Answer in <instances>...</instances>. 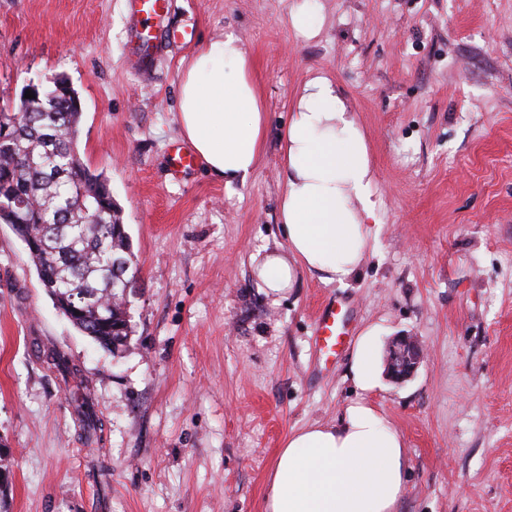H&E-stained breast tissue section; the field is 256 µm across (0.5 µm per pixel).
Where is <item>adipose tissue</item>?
Masks as SVG:
<instances>
[{
  "label": "adipose tissue",
  "mask_w": 512,
  "mask_h": 512,
  "mask_svg": "<svg viewBox=\"0 0 512 512\" xmlns=\"http://www.w3.org/2000/svg\"><path fill=\"white\" fill-rule=\"evenodd\" d=\"M178 122L183 138L225 186L244 184L263 153L266 114L252 61L233 33L184 61ZM282 243L253 257L252 276L272 301L301 275L348 285L367 259L375 217L365 135L340 88L316 72L304 82L282 140ZM349 372L378 385L373 330L357 337ZM408 450L394 423L365 402L332 424L292 431L271 466L263 512H398Z\"/></svg>",
  "instance_id": "obj_1"
}]
</instances>
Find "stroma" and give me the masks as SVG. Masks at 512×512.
Instances as JSON below:
<instances>
[{
	"mask_svg": "<svg viewBox=\"0 0 512 512\" xmlns=\"http://www.w3.org/2000/svg\"><path fill=\"white\" fill-rule=\"evenodd\" d=\"M303 2L172 0L168 25L187 38L145 79L127 62L123 0H0V109L29 81L68 79L79 155L107 179L138 268L130 348L115 356L59 313L0 224L7 512H261L288 434L360 400L408 448L399 512H512V0H317L311 40L291 24ZM227 32L268 116L258 167L231 188L169 166L180 61ZM312 70L336 80L366 136L375 242L349 286L305 275L275 303L250 257L281 239V136ZM330 300L348 329L332 358L314 340ZM369 328L383 351L418 337L409 380L353 386ZM86 389L102 424L89 443L73 412Z\"/></svg>",
	"mask_w": 512,
	"mask_h": 512,
	"instance_id": "1",
	"label": "stroma"
}]
</instances>
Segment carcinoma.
Returning <instances> with one entry per match:
<instances>
[{"label": "carcinoma", "instance_id": "obj_1", "mask_svg": "<svg viewBox=\"0 0 512 512\" xmlns=\"http://www.w3.org/2000/svg\"><path fill=\"white\" fill-rule=\"evenodd\" d=\"M80 100L62 76L20 101L15 112H0L10 140L0 142V224L40 240L29 256L54 305L61 310L70 297L86 296L85 315L68 321L109 350L112 326L124 319L121 307L102 301L123 297L126 284L112 280V259L136 268L129 237L114 236L122 223L107 180L80 159L77 147ZM99 217L105 224H90ZM85 439L97 435L99 418L89 392L76 407Z\"/></svg>", "mask_w": 512, "mask_h": 512}]
</instances>
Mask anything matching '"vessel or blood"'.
I'll list each match as a JSON object with an SVG mask.
<instances>
[{
    "label": "vessel or blood",
    "mask_w": 512,
    "mask_h": 512,
    "mask_svg": "<svg viewBox=\"0 0 512 512\" xmlns=\"http://www.w3.org/2000/svg\"><path fill=\"white\" fill-rule=\"evenodd\" d=\"M132 38L142 39L131 61L132 68L141 76H148L153 59L171 43L177 42L179 36L158 28L156 22L167 13L169 0H123ZM339 309L335 303H326L316 321L315 338L327 349L342 345L344 338L337 331Z\"/></svg>",
    "instance_id": "b4317fda"
}]
</instances>
